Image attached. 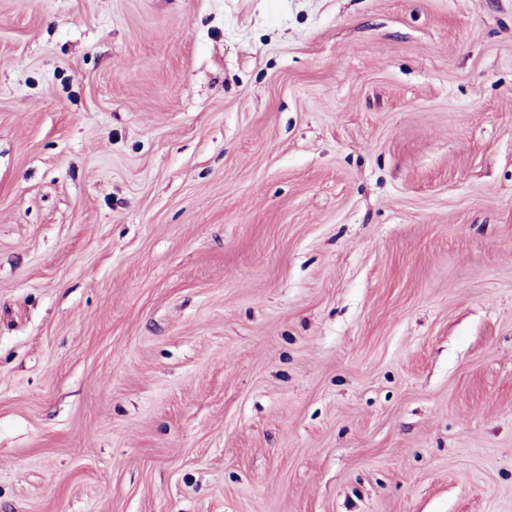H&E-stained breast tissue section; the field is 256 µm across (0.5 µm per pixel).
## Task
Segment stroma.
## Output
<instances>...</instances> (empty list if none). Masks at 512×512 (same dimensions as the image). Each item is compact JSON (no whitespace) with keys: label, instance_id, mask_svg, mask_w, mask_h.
Wrapping results in <instances>:
<instances>
[{"label":"stroma","instance_id":"35a3bbf8","mask_svg":"<svg viewBox=\"0 0 512 512\" xmlns=\"http://www.w3.org/2000/svg\"><path fill=\"white\" fill-rule=\"evenodd\" d=\"M0 512H512V0H0Z\"/></svg>","mask_w":512,"mask_h":512}]
</instances>
